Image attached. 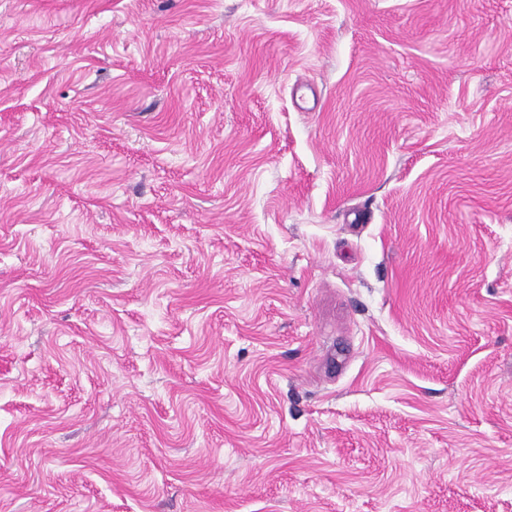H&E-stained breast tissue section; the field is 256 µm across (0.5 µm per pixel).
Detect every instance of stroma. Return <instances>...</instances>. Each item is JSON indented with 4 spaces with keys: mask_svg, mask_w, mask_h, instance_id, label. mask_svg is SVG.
<instances>
[{
    "mask_svg": "<svg viewBox=\"0 0 512 512\" xmlns=\"http://www.w3.org/2000/svg\"><path fill=\"white\" fill-rule=\"evenodd\" d=\"M0 512H512V0H0Z\"/></svg>",
    "mask_w": 512,
    "mask_h": 512,
    "instance_id": "35a3bbf8",
    "label": "stroma"
}]
</instances>
